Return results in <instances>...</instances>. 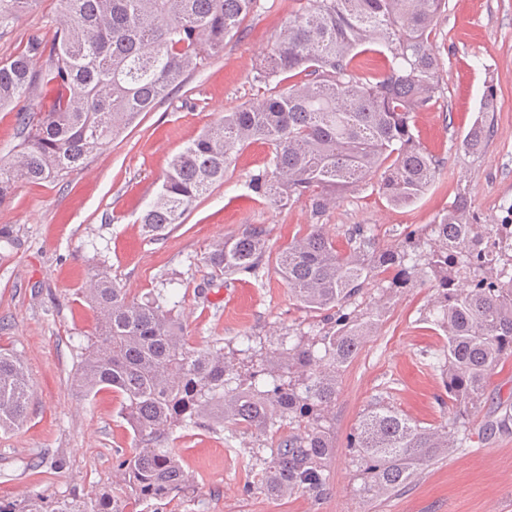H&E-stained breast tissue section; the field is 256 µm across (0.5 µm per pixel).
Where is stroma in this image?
I'll list each match as a JSON object with an SVG mask.
<instances>
[{
  "mask_svg": "<svg viewBox=\"0 0 512 512\" xmlns=\"http://www.w3.org/2000/svg\"><path fill=\"white\" fill-rule=\"evenodd\" d=\"M262 2L205 70L82 168L60 181L16 183L0 203V226H10L16 238L13 248L0 250V346L22 354L34 390L27 420L0 430V502L111 490L116 465L132 448L118 396L103 390L85 398L72 381L79 345L96 318L83 291L98 259L134 298L175 279L179 317L193 346L238 350L247 334L275 343L293 329H317L318 317L299 306L274 266L259 282L246 275L224 282L211 280L203 262L214 243L244 225H263L276 252L312 223L308 204L273 208L248 190L250 173L268 159L265 144L239 153L223 184L193 203L184 224L151 240L138 223L170 158L224 113L262 96L252 69L295 7L293 0ZM59 9L58 0H39L0 25V59L17 53L31 35L52 38ZM433 49L444 62L442 94L417 114L415 133L441 161L435 185L406 208L388 206L370 186L346 195L322 219L333 238L351 225L369 224L380 243H391L432 223L460 186L469 191L479 223L512 220V0H448ZM489 82L497 89L494 132L471 154L462 140ZM432 297L424 285L391 298L382 327L346 368L331 409L336 451L321 500L247 489L242 459L257 448L250 435L180 430L171 446L191 485L187 497L139 505L135 512H512V432L466 444L396 493L378 499L356 493L347 439L374 398L388 394L398 410L427 425L448 419L439 402L443 378L432 364L443 340L422 319ZM58 457L66 459L64 468H53Z\"/></svg>",
  "mask_w": 512,
  "mask_h": 512,
  "instance_id": "obj_1",
  "label": "stroma"
}]
</instances>
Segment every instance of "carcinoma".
Returning <instances> with one entry per match:
<instances>
[{"instance_id":"1","label":"carcinoma","mask_w":512,"mask_h":512,"mask_svg":"<svg viewBox=\"0 0 512 512\" xmlns=\"http://www.w3.org/2000/svg\"><path fill=\"white\" fill-rule=\"evenodd\" d=\"M38 0H0V24ZM65 24L51 43L29 37L23 50L0 59V107L38 90L46 109L18 113L21 148L0 164V202L18 181H55L82 167L151 111L185 78L224 51L260 0H59ZM251 81L267 92L224 113L175 154L139 223L159 236L184 222L193 202L224 183L246 146L268 145L267 165L247 187L271 206L309 205L317 223L279 251L276 272L295 300L321 317L319 333L298 332L271 348L243 336V358L215 346L194 347L176 314L179 302L159 290L142 300L118 287L105 264L93 268L86 302L97 318L80 347L73 381L88 398L117 393L119 415L134 447L117 465L119 483L136 504L188 492L178 430L228 424L270 449L250 457L245 489L281 497L321 498L335 450L329 411L342 373L382 323L383 308L362 307L373 281L396 296L433 282L429 315L444 333L435 366L448 392V423L423 426L380 395L348 436L352 466L368 499L408 485L423 467L471 441L472 419L497 370L512 359V231L479 224L466 191L427 225L382 247L373 228L355 224L335 241L319 220L331 202L371 184L391 207L417 203L436 183L439 163L414 134L415 115L442 94V62L432 52L447 0H296ZM369 51L385 55L370 80L355 65ZM299 81L281 90V76ZM496 89L486 86L462 145L480 152L493 127ZM269 257L266 233L248 224L215 243L203 262L216 277H260ZM469 288L455 287L456 280ZM33 389L22 356L0 350V429L27 418ZM288 437L273 441L277 428ZM512 427V408L481 423L488 440ZM0 512H125L107 491L73 495Z\"/></svg>"}]
</instances>
